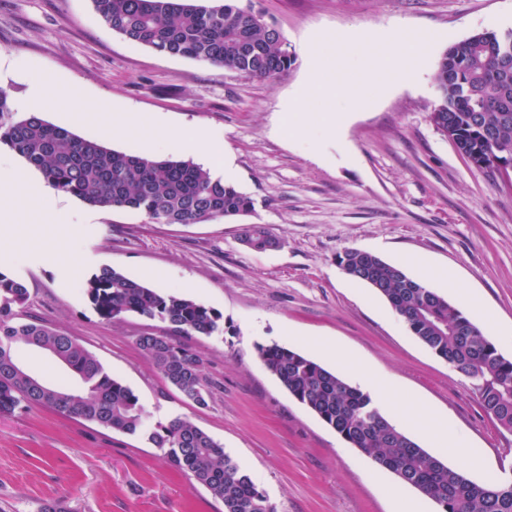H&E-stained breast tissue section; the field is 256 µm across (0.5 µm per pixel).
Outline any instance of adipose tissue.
I'll return each instance as SVG.
<instances>
[{"instance_id": "obj_1", "label": "adipose tissue", "mask_w": 512, "mask_h": 512, "mask_svg": "<svg viewBox=\"0 0 512 512\" xmlns=\"http://www.w3.org/2000/svg\"><path fill=\"white\" fill-rule=\"evenodd\" d=\"M159 140L166 141L173 149L179 151H200L202 160L213 171L215 177L225 182L233 181L234 171L225 161L224 141L212 132L201 128L173 132L163 127L145 137V143L149 146ZM325 349L335 355L336 364L342 372L349 374L373 399L392 397L393 390L387 378L368 370L337 345L329 343ZM392 414L393 423L410 426L418 434L433 439L450 455L465 459L467 467L483 470L482 459L469 452L463 438L449 425L447 418L419 408H396Z\"/></svg>"}]
</instances>
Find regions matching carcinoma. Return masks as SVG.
Masks as SVG:
<instances>
[{
  "label": "carcinoma",
  "mask_w": 512,
  "mask_h": 512,
  "mask_svg": "<svg viewBox=\"0 0 512 512\" xmlns=\"http://www.w3.org/2000/svg\"><path fill=\"white\" fill-rule=\"evenodd\" d=\"M92 2L103 24L162 54L260 79H273L294 63L275 25L237 0L216 6L189 0ZM435 79L439 99L429 113L435 129L479 169L500 173L502 165H512V30L482 32L451 45L436 63ZM0 143L39 170L48 187L92 207L136 210L161 224H200L246 215L254 208L249 196L190 160L109 149L35 114L15 119L2 88ZM243 235L256 251L270 244L259 224L246 225ZM338 263L347 275L377 291L413 336L467 379L497 425L512 432V358L492 338L448 298L399 266L353 248L340 254ZM85 289L96 311L109 321L136 314L167 323L179 335L221 332L220 316L212 309L114 268L93 274ZM28 296L23 281L0 271V414L26 403L116 432L141 433L173 467L221 501L224 512H275L266 492L204 430L181 415L152 421L138 396L75 339L43 322L23 320ZM138 346L185 400L207 404L210 384L196 353L163 335H143ZM25 347L48 352L69 369L78 386L63 390L28 373L17 356ZM257 351L297 402L377 466L433 500L440 512H512V483L496 489L449 466L394 425L368 393L342 375L276 343L259 344Z\"/></svg>",
  "instance_id": "1"
}]
</instances>
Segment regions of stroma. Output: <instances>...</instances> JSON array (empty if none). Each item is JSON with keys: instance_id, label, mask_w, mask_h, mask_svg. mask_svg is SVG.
<instances>
[{"instance_id": "35a3bbf8", "label": "stroma", "mask_w": 512, "mask_h": 512, "mask_svg": "<svg viewBox=\"0 0 512 512\" xmlns=\"http://www.w3.org/2000/svg\"><path fill=\"white\" fill-rule=\"evenodd\" d=\"M282 32L294 65L273 80L158 53L104 25L91 0H0V87L15 117L29 85L57 91L42 118L106 147L144 152L139 135L103 133L118 112L174 128L223 135L252 213L201 224H158L129 209H101L47 187L32 172L26 210L0 238V271L28 288L26 318L76 339L131 388L153 420L190 419L264 489L276 512H439L433 501L378 468L297 402L263 366L257 344L278 343L327 368L312 346L329 338L388 376L392 406L422 405L447 416L486 471L512 473V433L499 430L466 379L412 335L390 305L336 262L349 248L454 276L433 290L459 308L461 289L482 299L496 343L512 357V176L467 162L429 119L438 97L436 62L471 35L512 29V0H239ZM423 40L411 82L386 72L361 83L381 54ZM319 41L325 67H344L353 94L341 135L313 123L291 139L282 124L312 77L307 47ZM259 224L278 243L263 252L242 228ZM112 267L220 316L221 333L181 337L200 355L212 385L204 406L185 401L140 351L166 323L99 316L88 278ZM29 373L64 388L77 382L46 352L27 347ZM222 512L203 486L175 470L143 435H128L40 406L0 415V512Z\"/></svg>"}]
</instances>
